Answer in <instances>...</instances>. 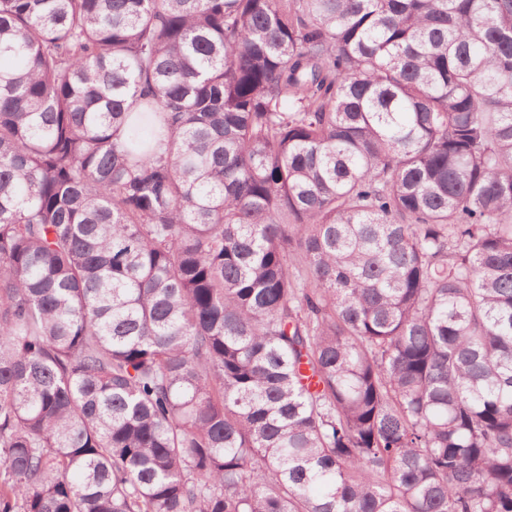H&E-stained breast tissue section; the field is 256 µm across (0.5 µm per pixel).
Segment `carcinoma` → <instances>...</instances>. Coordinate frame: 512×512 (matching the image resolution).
Segmentation results:
<instances>
[{"instance_id": "1", "label": "carcinoma", "mask_w": 512, "mask_h": 512, "mask_svg": "<svg viewBox=\"0 0 512 512\" xmlns=\"http://www.w3.org/2000/svg\"><path fill=\"white\" fill-rule=\"evenodd\" d=\"M0 512H512V0H0Z\"/></svg>"}]
</instances>
